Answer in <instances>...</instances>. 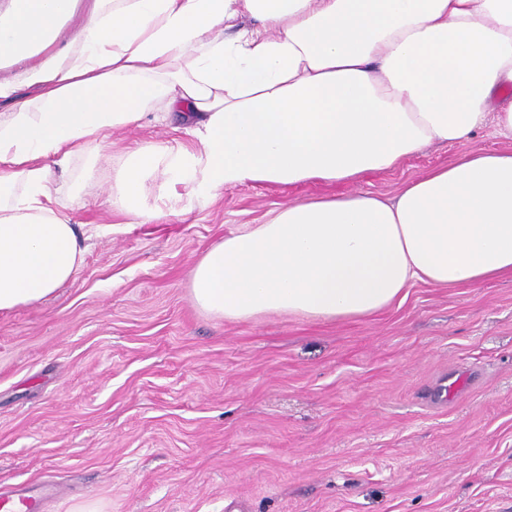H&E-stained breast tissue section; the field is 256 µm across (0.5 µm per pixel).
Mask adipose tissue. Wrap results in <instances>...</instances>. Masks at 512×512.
Instances as JSON below:
<instances>
[{
	"label": "adipose tissue",
	"instance_id": "ef3b65f1",
	"mask_svg": "<svg viewBox=\"0 0 512 512\" xmlns=\"http://www.w3.org/2000/svg\"><path fill=\"white\" fill-rule=\"evenodd\" d=\"M8 0L0 20V311L40 302L85 253L54 168L153 113L193 148L144 142L112 161L109 200L159 224L227 185L346 183L212 245L190 270L204 312L340 320L437 288L512 276V150L473 149L357 190L487 125L512 138V0ZM73 17L67 21L59 38L50 48L51 52L59 51L66 46L68 41L75 35L79 26L86 20L88 15L90 0H76ZM501 148L511 149V141L497 137L493 134V129L488 127L463 143L426 147L408 157L396 170L368 173L359 181L356 188L392 196L406 180L417 177L432 167L448 164L463 152L471 149L498 150Z\"/></svg>",
	"mask_w": 512,
	"mask_h": 512
}]
</instances>
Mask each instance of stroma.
<instances>
[{
    "mask_svg": "<svg viewBox=\"0 0 512 512\" xmlns=\"http://www.w3.org/2000/svg\"><path fill=\"white\" fill-rule=\"evenodd\" d=\"M111 141L103 160L54 172L63 194L82 192L77 275L0 312V488L56 485L46 512H512V278L417 283L342 321L208 315L189 272L211 245L349 185L227 187L166 223L130 224L102 183L108 158L193 137L148 119ZM506 145L488 128L358 187L391 196ZM91 165L99 181L79 189Z\"/></svg>",
    "mask_w": 512,
    "mask_h": 512,
    "instance_id": "1",
    "label": "stroma"
}]
</instances>
